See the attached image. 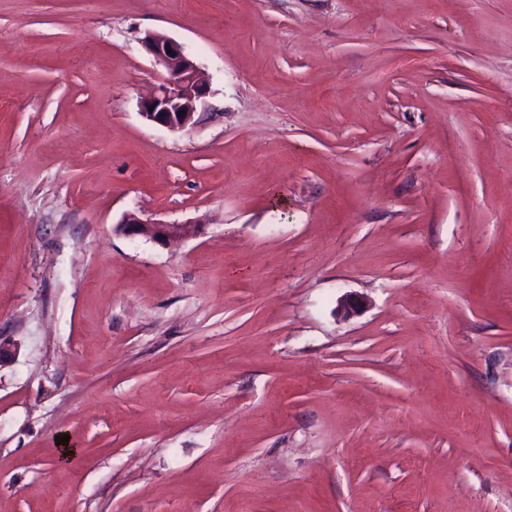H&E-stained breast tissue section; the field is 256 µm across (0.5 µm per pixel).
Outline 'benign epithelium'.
<instances>
[{
  "label": "benign epithelium",
  "instance_id": "7a95c632",
  "mask_svg": "<svg viewBox=\"0 0 512 512\" xmlns=\"http://www.w3.org/2000/svg\"><path fill=\"white\" fill-rule=\"evenodd\" d=\"M142 43L163 73L152 94L141 102V116L173 132L183 131L194 124V116L209 93V85L198 65L175 40L163 34L148 33ZM116 232L168 244L195 235L197 225L151 222L128 213L117 224Z\"/></svg>",
  "mask_w": 512,
  "mask_h": 512
}]
</instances>
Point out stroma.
<instances>
[{"instance_id": "1", "label": "stroma", "mask_w": 512, "mask_h": 512, "mask_svg": "<svg viewBox=\"0 0 512 512\" xmlns=\"http://www.w3.org/2000/svg\"><path fill=\"white\" fill-rule=\"evenodd\" d=\"M0 341V512H512V0H0ZM142 43L163 73L152 94L141 102L140 114L145 120L173 132L183 131L194 124V116L209 93V85L198 65L175 40L149 33ZM181 111H184L183 116L178 115ZM116 232L128 237H141L156 243L168 244L197 233V225L166 224L143 220L135 213H127L115 228Z\"/></svg>"}]
</instances>
